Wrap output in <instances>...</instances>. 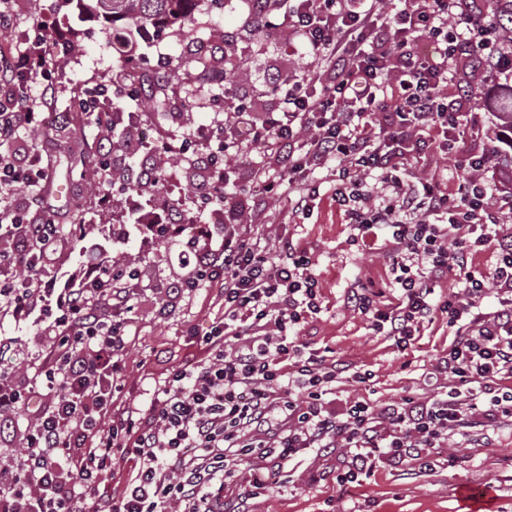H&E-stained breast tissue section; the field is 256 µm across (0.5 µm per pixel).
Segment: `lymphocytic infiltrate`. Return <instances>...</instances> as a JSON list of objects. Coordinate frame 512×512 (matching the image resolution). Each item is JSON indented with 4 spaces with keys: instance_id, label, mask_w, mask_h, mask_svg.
<instances>
[{
    "instance_id": "obj_1",
    "label": "lymphocytic infiltrate",
    "mask_w": 512,
    "mask_h": 512,
    "mask_svg": "<svg viewBox=\"0 0 512 512\" xmlns=\"http://www.w3.org/2000/svg\"><path fill=\"white\" fill-rule=\"evenodd\" d=\"M287 19L314 70L279 85L278 111L241 103L208 132L228 157L258 147L282 153L281 174L253 162L243 196L217 157H194L206 172L199 195L224 219L217 228L172 222L156 191L157 167L136 177L126 223L154 241L183 238L188 250L168 296L207 284L224 301L195 354L171 366L141 403L114 404L140 272L90 255L95 275L52 302L42 277L59 228L51 214L16 199L17 186L46 183L48 167L35 151L0 154V240L8 242L0 248V319L20 322L40 311L53 330L36 383L21 380L11 362L14 339L0 338V440L18 434L21 448L0 459V512H224V483L243 460L256 498L301 451L341 446L343 487L380 464L416 460L431 469L432 451L449 432L512 421V388L499 382L512 374V231H503L501 218L512 189L488 176L494 165H512V152L488 142L463 146L460 104L442 92L461 68L512 73L500 19L486 0H288ZM60 45L55 29L39 21L0 52V144H20L48 124ZM453 151L469 172L456 191L431 174L410 176V162ZM319 168L347 224L365 247H384L395 273L396 302L369 284L351 292V306L371 314L374 331L401 351L436 317L455 329L437 367L446 383L426 401L357 400L336 409L338 362L299 341V326L320 310L312 263L292 238L269 247L252 216L281 194L291 216L308 214L317 194L309 174ZM488 249L492 271L469 268L470 256ZM451 269L463 275V294L435 298ZM490 291L499 307L485 312L476 301ZM20 412L28 424L19 434ZM118 462L126 478L116 493Z\"/></svg>"
}]
</instances>
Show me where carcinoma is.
Listing matches in <instances>:
<instances>
[{
  "instance_id": "obj_1",
  "label": "carcinoma",
  "mask_w": 512,
  "mask_h": 512,
  "mask_svg": "<svg viewBox=\"0 0 512 512\" xmlns=\"http://www.w3.org/2000/svg\"><path fill=\"white\" fill-rule=\"evenodd\" d=\"M84 8L114 24L125 21L135 26L174 27L191 15L197 0H79ZM496 13L505 24V37L512 41V0H492ZM500 131L509 134L500 147H512V86L503 87L497 95Z\"/></svg>"
}]
</instances>
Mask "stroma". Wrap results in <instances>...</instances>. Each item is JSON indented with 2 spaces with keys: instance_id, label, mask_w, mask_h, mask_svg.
I'll use <instances>...</instances> for the list:
<instances>
[{
  "instance_id": "35a3bbf8",
  "label": "stroma",
  "mask_w": 512,
  "mask_h": 512,
  "mask_svg": "<svg viewBox=\"0 0 512 512\" xmlns=\"http://www.w3.org/2000/svg\"><path fill=\"white\" fill-rule=\"evenodd\" d=\"M17 26L0 31V51L15 46L21 31L45 20L61 33L68 50L54 76L58 111L69 113L67 127L45 130L28 137L52 165L51 182L42 192L43 210L58 216L81 203L87 225L68 232L62 257L49 267L47 281L63 293L71 276L91 275L88 255L105 254L119 262H134L144 271L145 291L128 331L124 390L119 402H142L146 389L164 376L166 369L191 357L192 333L209 331L221 304L216 289L204 287L193 297L174 302L171 313L158 316L154 301L157 287L180 274L179 255L184 246L174 238L143 243L140 234L124 235L120 214L128 206L121 188L100 200L88 181L90 167L84 155L99 148L101 129L84 114L71 111L74 96L106 82L112 96L106 109L135 111L117 74H128L151 108L142 115L157 150L155 162L164 164L170 180L160 198L185 212L195 211L193 176L185 163L164 153V143L184 133L210 129L239 102L257 111L274 112L279 100L271 85L277 78L307 72L312 58L283 21L284 0H270L268 21L278 26L274 37L259 29L251 0H198L191 17L180 27L147 28L124 22L109 25L82 12L77 0H16ZM501 82L481 77L474 82L469 124L493 130ZM287 197L273 199L261 215L269 244L278 235L292 236L305 251L320 287V313L300 326V338L309 348L333 351L345 370L336 382V404L361 399L374 404L404 396L425 400L436 389L428 374L445 355L454 338L447 319L424 324L414 343L398 351L386 338L375 335L369 320L346 304L350 288L369 282L382 288L392 279L388 258L380 251L363 249L354 241L333 198V186L321 184L308 216L286 223ZM49 320L14 323L0 320V336L16 338L18 359L26 366L44 361L49 353ZM370 371V380L358 383L354 373ZM434 469L417 466L381 468L374 476L346 490L336 486L338 453L306 454L298 458L290 480L273 484L265 495L251 499V512H471L466 490L488 491L490 512H512V427L490 439L477 441L463 433L449 434L436 451Z\"/></svg>"
}]
</instances>
